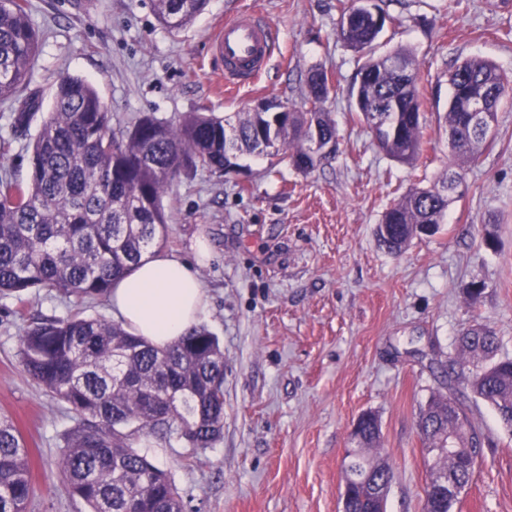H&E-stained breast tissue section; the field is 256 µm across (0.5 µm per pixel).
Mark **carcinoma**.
<instances>
[{
  "instance_id": "carcinoma-1",
  "label": "carcinoma",
  "mask_w": 512,
  "mask_h": 512,
  "mask_svg": "<svg viewBox=\"0 0 512 512\" xmlns=\"http://www.w3.org/2000/svg\"><path fill=\"white\" fill-rule=\"evenodd\" d=\"M171 31L190 23L206 0H153ZM339 38L365 58L361 80L350 89L356 111L376 131L378 147L411 163L423 148L422 91L416 60L404 48L377 56L383 32L372 13L344 7ZM39 36L27 0H0V102H17L13 120L29 125L40 110L39 95L16 98L27 84ZM309 108L275 117L266 112H233L222 117L186 114L174 126L143 115L125 128H112V113L86 80L60 78L51 111L32 144L28 180L0 178V298L20 300L45 291L82 302H103L112 283L164 240L163 199L187 168L214 173L240 166L245 156L288 161L310 173L325 156L313 149L314 136L336 141V127L323 109L335 86L326 73L308 81ZM481 97L492 117L509 88L497 66L466 59L448 74L445 125L454 178L489 148V129L470 128L458 89ZM384 105L382 122L373 107ZM448 179L431 188H412L388 208L377 225L379 245L397 254L422 231L445 223ZM498 337L469 329L458 339L448 379L468 375L471 393L487 402L512 428V359L499 357ZM21 365L54 401L78 416L64 434L59 463L68 492L88 512H183L170 475L133 448L134 436L175 433L196 451L210 447L224 428V349L208 328H192L174 345L158 348L122 323L78 311L65 319L30 325L19 337ZM427 448L439 453L429 464L424 508L450 512L448 484H469L470 455L482 448L476 427L454 396L434 395L420 413ZM358 450L345 463L347 475L374 485L391 482L381 457V425L373 416L357 425ZM33 495L28 451L13 421L0 415V512H27ZM387 497L376 500L352 489L349 512H386Z\"/></svg>"
}]
</instances>
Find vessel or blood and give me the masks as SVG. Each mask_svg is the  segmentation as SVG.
I'll list each match as a JSON object with an SVG mask.
<instances>
[{
	"instance_id": "obj_1",
	"label": "vessel or blood",
	"mask_w": 512,
	"mask_h": 512,
	"mask_svg": "<svg viewBox=\"0 0 512 512\" xmlns=\"http://www.w3.org/2000/svg\"><path fill=\"white\" fill-rule=\"evenodd\" d=\"M276 49L272 25L263 16L239 10L220 26L209 52L225 88L253 83L266 69Z\"/></svg>"
}]
</instances>
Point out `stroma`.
<instances>
[{
    "instance_id": "35a3bbf8",
    "label": "stroma",
    "mask_w": 512,
    "mask_h": 512,
    "mask_svg": "<svg viewBox=\"0 0 512 512\" xmlns=\"http://www.w3.org/2000/svg\"><path fill=\"white\" fill-rule=\"evenodd\" d=\"M367 3L392 19L377 54L402 46L420 64L424 144L413 164L380 150L352 111L349 90L364 60L336 36L338 0H208L176 32L158 21L152 0H28L40 37L28 89L45 113L63 75L92 82L116 126L144 114L172 124L189 112L221 117L264 99L299 110L315 68L338 85L324 105L338 150L315 171L251 156L223 175L186 169L166 193L161 250L195 265L208 301L200 323L224 347V430L213 446L193 452L174 433L134 441L169 472L184 512H341L345 452L365 412L380 421L393 473L387 512H423L430 472L419 416L432 395L447 394L460 334L486 325L512 357V97L499 108L492 147L464 169L467 190L449 205L446 224L399 254L376 237L392 203L448 170L449 71L482 57L512 74V0ZM240 9L273 24L277 52L255 86L230 94L208 49ZM11 115L0 103V177L24 180L41 120L19 131ZM198 236L210 250L201 261L192 249ZM474 283L484 291L467 297ZM79 309L111 313L106 302L80 306L43 292L0 299V415L29 451L27 512H86L59 473L63 435L79 418L19 359L24 328ZM456 390L483 450L450 512H512V429L465 384Z\"/></svg>"
}]
</instances>
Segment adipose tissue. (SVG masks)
I'll use <instances>...</instances> for the list:
<instances>
[{"mask_svg": "<svg viewBox=\"0 0 512 512\" xmlns=\"http://www.w3.org/2000/svg\"><path fill=\"white\" fill-rule=\"evenodd\" d=\"M110 303L126 329L161 348L193 328L206 308L204 285L196 271L162 252L116 280Z\"/></svg>", "mask_w": 512, "mask_h": 512, "instance_id": "1", "label": "adipose tissue"}]
</instances>
